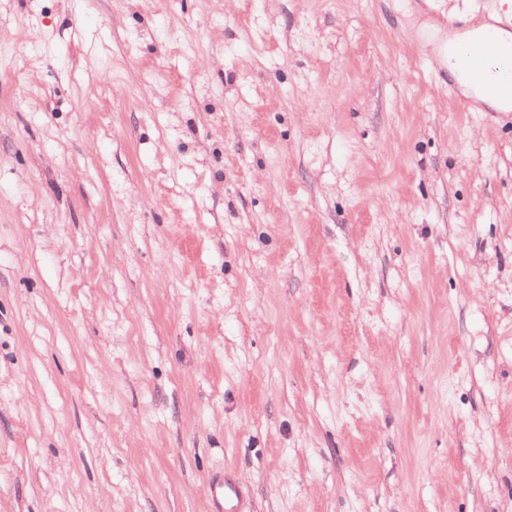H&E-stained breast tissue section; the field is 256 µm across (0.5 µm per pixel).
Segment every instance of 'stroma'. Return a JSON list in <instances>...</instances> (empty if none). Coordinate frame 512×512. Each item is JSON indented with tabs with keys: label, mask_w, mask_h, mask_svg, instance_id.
<instances>
[{
	"label": "stroma",
	"mask_w": 512,
	"mask_h": 512,
	"mask_svg": "<svg viewBox=\"0 0 512 512\" xmlns=\"http://www.w3.org/2000/svg\"><path fill=\"white\" fill-rule=\"evenodd\" d=\"M500 0H0V512H512ZM419 36L423 39L427 44H431L434 46V50L437 54V61L441 67L448 69V72L455 78H457L462 84L464 91L468 95H472L469 87L471 84L469 81L476 85H481L483 80L485 79L484 69L482 66V62L479 56H472L467 58V62L465 64L466 76L462 73L458 65L451 62L448 58L445 57L444 45L445 38L440 33L438 29L428 27L424 25L419 30ZM495 61L492 55H487L486 57V72H487V84L481 86H473L479 95L477 98L480 102L486 104L487 106L496 108L499 110V107L503 110H507L508 107L503 99L511 106L512 112V50L510 52L500 51L499 59H498V70L496 75V88L498 93H496L490 86V83L493 79ZM486 37H491L494 44L500 49L512 48V33L504 29L489 30L485 26H478L469 31H464L456 36L460 49L464 53H470L472 49L479 47V43ZM207 495L212 503L211 512H249L238 486L224 475L212 479L207 487Z\"/></svg>",
	"instance_id": "stroma-1"
}]
</instances>
